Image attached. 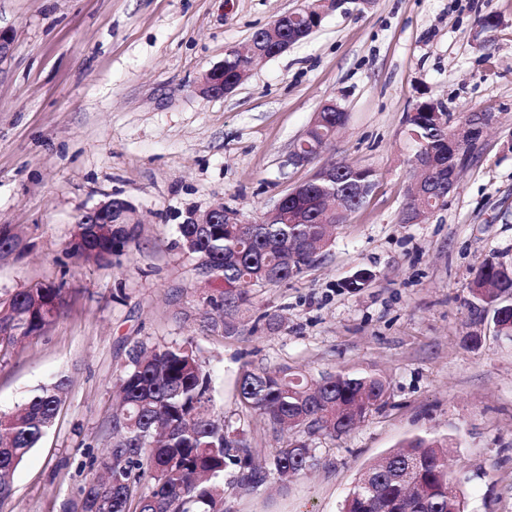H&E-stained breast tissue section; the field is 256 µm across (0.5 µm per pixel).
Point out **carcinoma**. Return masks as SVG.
I'll list each match as a JSON object with an SVG mask.
<instances>
[{"instance_id":"cac0c4a2","label":"carcinoma","mask_w":512,"mask_h":512,"mask_svg":"<svg viewBox=\"0 0 512 512\" xmlns=\"http://www.w3.org/2000/svg\"><path fill=\"white\" fill-rule=\"evenodd\" d=\"M305 23L302 16L273 25L286 40ZM252 63L249 54L227 51L224 82L249 71ZM339 120L333 115L315 120L298 147L318 155ZM451 121L427 99L406 115L426 165L424 194L407 205L423 214L446 204L448 170L460 160L448 139ZM361 185L367 187L362 197ZM374 187L372 171L337 163L331 179L308 183L304 194L285 198L276 214L265 212L251 224L178 225L176 246L195 258L197 280L221 284L206 297L214 315L205 327L226 338L244 335L254 287H277L309 267ZM140 232L135 209L119 205L110 224L77 225L66 254L110 265ZM22 244L14 228L0 229V258ZM473 294L492 313L498 332L512 335V267L486 262ZM62 307V290L51 283L0 296V348L42 331ZM119 388V411L104 426L112 438L102 464L108 477L85 483L65 512H224V476L235 488L253 490L276 475L300 473L316 463L310 438L350 432L388 391L374 375L338 371L314 378L288 368L243 370L237 392L244 411L275 433H291L283 446L260 459L244 430L212 412L211 377L192 343L141 346L124 366ZM66 394L67 382L58 380L39 387L14 411L0 413V506L12 495L11 475L52 428ZM442 447L438 440L416 438L373 462L350 489L344 512H465Z\"/></svg>"}]
</instances>
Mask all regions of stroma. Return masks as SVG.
Instances as JSON below:
<instances>
[{"label": "stroma", "instance_id": "stroma-1", "mask_svg": "<svg viewBox=\"0 0 512 512\" xmlns=\"http://www.w3.org/2000/svg\"><path fill=\"white\" fill-rule=\"evenodd\" d=\"M303 3L0 0V29L14 34L0 62V225L26 243L0 259V295L64 285L60 317L0 354V412L68 380L0 512H63L110 445L101 425L132 350L187 340L212 375L215 411L266 452L278 442L239 405L243 367L388 384L356 429L312 439L313 467L225 487L226 512H341L364 468L416 436L447 440L466 512H512V336L472 293L485 262L512 266V0H375L365 11L351 0L233 93H198L228 50ZM487 13L495 30L480 25ZM424 98L496 122L446 204L405 224L417 145L404 119ZM329 101L345 127L308 165L289 164ZM334 162L372 170L376 186L302 274L256 288L278 331L203 332L208 289L171 247L186 211L221 204L254 220ZM113 195L142 219L137 244L109 266L68 258L80 215ZM361 268L373 281L348 288Z\"/></svg>", "mask_w": 512, "mask_h": 512}]
</instances>
